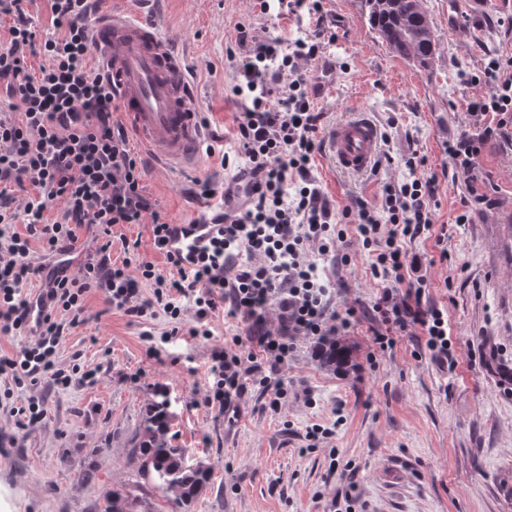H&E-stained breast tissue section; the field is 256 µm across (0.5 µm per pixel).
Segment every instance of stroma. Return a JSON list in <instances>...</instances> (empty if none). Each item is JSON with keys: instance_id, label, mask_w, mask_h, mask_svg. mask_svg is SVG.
Wrapping results in <instances>:
<instances>
[{"instance_id": "35a3bbf8", "label": "stroma", "mask_w": 512, "mask_h": 512, "mask_svg": "<svg viewBox=\"0 0 512 512\" xmlns=\"http://www.w3.org/2000/svg\"><path fill=\"white\" fill-rule=\"evenodd\" d=\"M434 33L428 69L396 56L369 27L362 0H323L320 16L301 22L260 16L252 0H160L165 42L184 57L210 133L233 127L238 107L229 98L227 59L235 24L258 37L306 34L322 50L301 66L308 78L320 134L355 112L379 128L388 160L371 173L341 172L327 150L314 175L337 207L364 199L376 205L383 185L409 174L411 154L436 175L434 224L405 248L426 258L425 298L448 312L455 367L435 361L420 334L395 348L374 351L365 312L383 284L355 233L340 244L338 261L319 260L334 287L336 312L353 308L359 323L335 336L341 363H322L319 344L298 339L277 379L288 395L281 408L249 389L235 408L206 403L213 379L211 350L243 333L239 320L216 311L211 339L161 345L148 356L149 339L170 327L164 314L144 323L109 306L102 292L85 300L83 320L66 328L56 355L64 370H95L93 381L74 379L64 389L51 381L14 387L12 401L43 400L46 415L20 427L0 407V512H104L107 491L128 499L129 512H173L156 480L142 477L128 459L144 435L148 403L165 393L172 444L187 463L211 476L191 512H334L337 489L353 483L356 512H512V393L498 377L471 364L482 348L512 366V144L486 147L481 178L498 200L495 210L456 223L465 186L448 161V142L471 129L464 103L481 89L471 83L488 55L512 52V0L475 4L458 33L448 30V0H422ZM222 185L218 158H204L198 173L148 165L143 185L165 221L189 223L200 207L190 194L194 177ZM112 245L137 242L140 255L166 269L147 224H120ZM343 414H336V405ZM335 427L321 447H308L313 425ZM94 469V481L78 476Z\"/></svg>"}]
</instances>
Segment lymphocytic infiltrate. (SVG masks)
<instances>
[{
  "label": "lymphocytic infiltrate",
  "instance_id": "lymphocytic-infiltrate-1",
  "mask_svg": "<svg viewBox=\"0 0 512 512\" xmlns=\"http://www.w3.org/2000/svg\"><path fill=\"white\" fill-rule=\"evenodd\" d=\"M48 2L51 25L43 28L28 0H0V16L11 20L9 39L0 42V93L9 100L0 114V334L24 333L26 286L33 276H41L45 299L40 333L19 352L0 350V377L33 386L48 377L68 387L71 374L55 366L57 347L66 323L79 322L87 294L98 290L136 320L164 311L171 323L164 334L168 343L211 338L207 321L225 307L245 323L249 348L214 350L208 405L226 410L257 385L278 406L286 392L265 375L263 362L282 364L296 337L321 339L352 325L350 309L330 321L331 285L306 258L311 247L323 256L335 252L350 224L374 256L372 275L383 282L372 307L375 344L394 348L399 333L416 326L438 362L452 360L448 314L426 305L423 258L401 245L432 226L437 179L418 174L412 156L406 161L409 179L384 185L380 205L359 199L340 209L322 192L313 174L321 115L300 68L317 56L318 44L306 37L260 39L246 25L234 26L230 92L239 115L231 133L206 147L207 155L221 157L224 189L216 191L207 179L196 182L197 197H222L224 211L215 217L216 235L187 265L167 248L174 227L144 194L145 163L131 149L125 126L113 119L118 105L111 82L91 64L95 0ZM35 55L46 60L36 72L27 64ZM475 80L486 90L466 104L473 129L448 146L452 168L464 178L460 224L498 204L478 187L476 173L488 143L512 142V55L489 56ZM119 224L150 225L169 273L140 256L114 263L110 239ZM84 230L101 244L75 277L57 259L74 251ZM37 248L46 258L38 266L31 260ZM145 285L151 297H142ZM186 300L194 308L191 326L183 322ZM271 313L279 322L274 330L267 321Z\"/></svg>",
  "mask_w": 512,
  "mask_h": 512
}]
</instances>
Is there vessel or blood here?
Instances as JSON below:
<instances>
[{
	"label": "vessel or blood",
	"instance_id": "vessel-or-blood-1",
	"mask_svg": "<svg viewBox=\"0 0 512 512\" xmlns=\"http://www.w3.org/2000/svg\"><path fill=\"white\" fill-rule=\"evenodd\" d=\"M95 48L102 67L118 93L134 133L159 167L197 170L207 130L201 120L184 65L158 34L154 21L136 10H104L94 27ZM337 167L351 175L371 172L379 150V131L362 114L337 122L328 135ZM215 231L211 214L191 225L187 235H175L169 245L185 254Z\"/></svg>",
	"mask_w": 512,
	"mask_h": 512
}]
</instances>
